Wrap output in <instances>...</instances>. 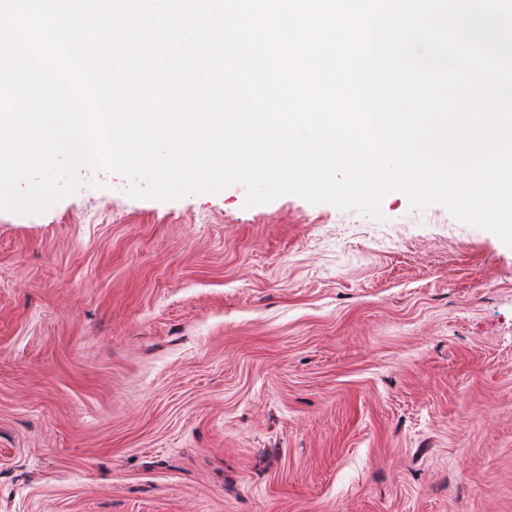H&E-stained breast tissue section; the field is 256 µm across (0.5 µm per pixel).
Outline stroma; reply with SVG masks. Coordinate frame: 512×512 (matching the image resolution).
<instances>
[{"label":"stroma","mask_w":512,"mask_h":512,"mask_svg":"<svg viewBox=\"0 0 512 512\" xmlns=\"http://www.w3.org/2000/svg\"><path fill=\"white\" fill-rule=\"evenodd\" d=\"M0 212V512H512V248L82 173Z\"/></svg>","instance_id":"35a3bbf8"}]
</instances>
